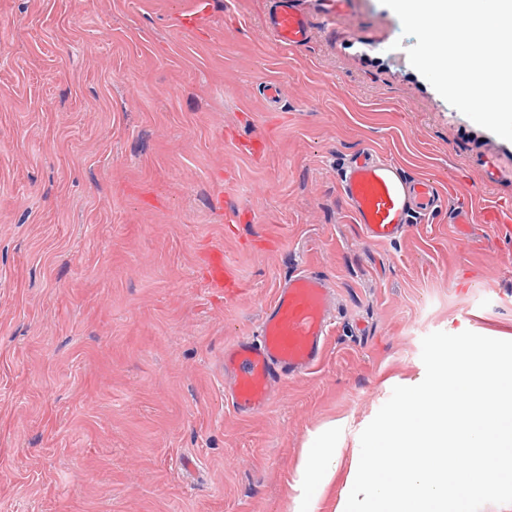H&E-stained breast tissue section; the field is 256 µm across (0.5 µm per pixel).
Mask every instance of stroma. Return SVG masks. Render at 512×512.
<instances>
[{
  "label": "stroma",
  "instance_id": "stroma-1",
  "mask_svg": "<svg viewBox=\"0 0 512 512\" xmlns=\"http://www.w3.org/2000/svg\"><path fill=\"white\" fill-rule=\"evenodd\" d=\"M183 2L0 0V512H292L311 433L357 444L424 377V336L512 334V228L442 213L373 244L340 195L369 150L512 205V141L411 66L397 15L350 0L329 26L297 0L313 34L289 49L269 0H211L201 36ZM256 134L259 161L235 147ZM217 191L255 221L226 223ZM210 246L234 300L202 278ZM306 265L333 291L324 363L241 416L224 346Z\"/></svg>",
  "mask_w": 512,
  "mask_h": 512
}]
</instances>
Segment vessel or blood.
<instances>
[{
    "label": "vessel or blood",
    "instance_id": "vessel-or-blood-1",
    "mask_svg": "<svg viewBox=\"0 0 512 512\" xmlns=\"http://www.w3.org/2000/svg\"><path fill=\"white\" fill-rule=\"evenodd\" d=\"M211 0H189L178 18L183 28H199L210 12ZM275 42L285 48L304 46L311 38L309 15L295 0H275L269 16ZM340 192L354 221L367 238L383 244L400 238L414 214H433L444 206V196L431 179L409 182L388 159L360 154L343 168ZM455 218L480 224H502V208L477 211L455 209ZM204 279L216 292L231 297L238 276L212 247L201 256ZM330 288L326 278L310 269L300 270L279 284L252 335L224 347V374L232 380L229 400L241 415L264 411L278 383L310 374L323 363L331 326Z\"/></svg>",
    "mask_w": 512,
    "mask_h": 512
}]
</instances>
